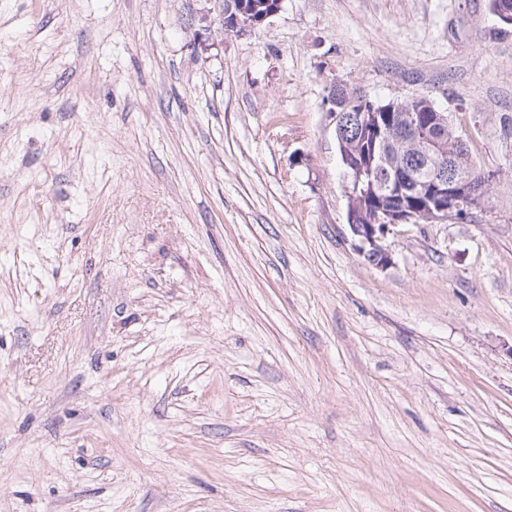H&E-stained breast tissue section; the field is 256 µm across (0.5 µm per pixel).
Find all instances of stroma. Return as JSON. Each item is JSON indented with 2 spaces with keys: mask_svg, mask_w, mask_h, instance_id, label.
<instances>
[{
  "mask_svg": "<svg viewBox=\"0 0 512 512\" xmlns=\"http://www.w3.org/2000/svg\"><path fill=\"white\" fill-rule=\"evenodd\" d=\"M0 0V512H512V27L489 0ZM498 171L353 250L332 80ZM276 6L271 7L268 12L259 14L256 18L252 17V11L244 10L245 2L228 1L222 9L221 29L226 32L240 33L247 29L258 27L273 17L281 8L282 1L275 0Z\"/></svg>",
  "mask_w": 512,
  "mask_h": 512,
  "instance_id": "1",
  "label": "stroma"
}]
</instances>
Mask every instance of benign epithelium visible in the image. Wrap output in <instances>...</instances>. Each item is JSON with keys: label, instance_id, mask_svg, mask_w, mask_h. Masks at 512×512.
<instances>
[{"label": "benign epithelium", "instance_id": "1", "mask_svg": "<svg viewBox=\"0 0 512 512\" xmlns=\"http://www.w3.org/2000/svg\"><path fill=\"white\" fill-rule=\"evenodd\" d=\"M281 4L282 0H276V6L254 18L241 0H228L222 9L221 29L240 33L258 27L277 14ZM417 101V97L402 100L406 111L399 113L406 130L400 171L414 178L416 185L430 188L427 203L414 208L404 204L366 210V199L382 201L399 192L397 176L386 169L384 151L394 128H382L378 114L364 108L328 113L349 177L344 193L351 244L365 262L381 270L394 264L387 239L396 226L473 220L488 212L492 179H483L480 187L475 185L470 166L454 162L456 150L465 142L463 135L445 112L436 113L435 127L421 125L417 113L410 111ZM365 134L373 135V141L370 154L362 156L357 144Z\"/></svg>", "mask_w": 512, "mask_h": 512}]
</instances>
